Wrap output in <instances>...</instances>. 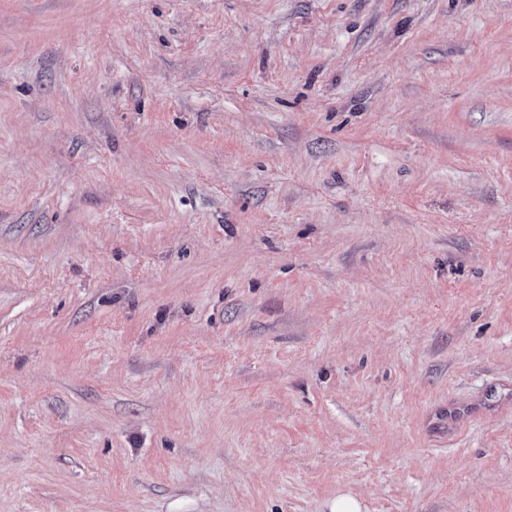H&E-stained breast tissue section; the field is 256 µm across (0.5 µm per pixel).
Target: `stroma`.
Wrapping results in <instances>:
<instances>
[{"label":"stroma","instance_id":"35a3bbf8","mask_svg":"<svg viewBox=\"0 0 512 512\" xmlns=\"http://www.w3.org/2000/svg\"><path fill=\"white\" fill-rule=\"evenodd\" d=\"M512 512V0H0V512Z\"/></svg>","mask_w":512,"mask_h":512}]
</instances>
